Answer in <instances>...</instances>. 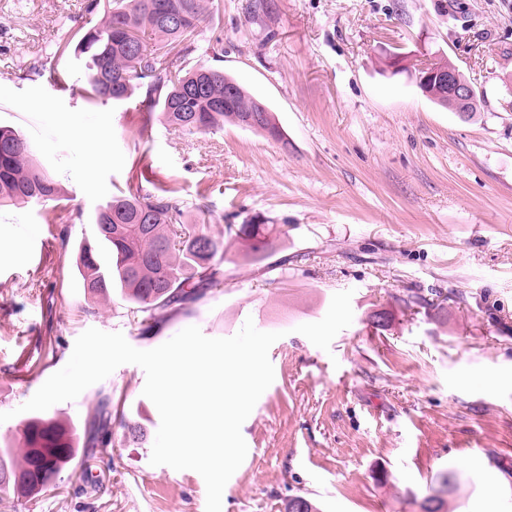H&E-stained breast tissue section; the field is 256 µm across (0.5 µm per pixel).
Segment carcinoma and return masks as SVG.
Here are the masks:
<instances>
[{
	"label": "carcinoma",
	"mask_w": 512,
	"mask_h": 512,
	"mask_svg": "<svg viewBox=\"0 0 512 512\" xmlns=\"http://www.w3.org/2000/svg\"><path fill=\"white\" fill-rule=\"evenodd\" d=\"M221 0H88L86 12L100 19L79 28L72 39L55 43L53 55L81 61L83 78L70 82L66 71H52L55 85L68 84L72 94L95 104L123 105L139 98L160 121L185 134L239 127L262 101L224 70L198 63L194 54L223 51L221 38L210 37L200 48L209 18ZM151 35L150 49L144 36ZM288 144L271 112L254 128ZM34 150L19 132L0 127V206L36 204L45 208L48 224L60 219L56 210L66 206L59 184L33 162ZM96 238L107 247L111 262H102L90 244L79 247L76 272L84 293L94 299L120 288L122 297L150 317L177 313L217 285L224 277V236L215 237L185 223L176 191L138 185L118 190L93 217ZM272 224H241L235 235L266 239ZM90 442L111 439L124 445L146 441L144 427L122 420L121 432L112 431L106 405L96 406L89 421ZM22 446L0 444V494L29 496L45 491L77 454L70 428L53 416L26 419ZM461 481L455 469L442 471V487L420 503L421 512H444L450 493ZM287 512H318L309 498L297 495Z\"/></svg>",
	"instance_id": "carcinoma-1"
}]
</instances>
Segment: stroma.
<instances>
[{
	"label": "stroma",
	"mask_w": 512,
	"mask_h": 512,
	"mask_svg": "<svg viewBox=\"0 0 512 512\" xmlns=\"http://www.w3.org/2000/svg\"><path fill=\"white\" fill-rule=\"evenodd\" d=\"M87 0H0V126L22 134L70 199L57 223L40 206L0 207V439L96 328L149 350L197 326L210 338L245 321L278 333L275 378L242 425L247 456L222 512H420L437 473L461 471L453 512H512V0H224L206 29L220 68L262 99L287 141L225 125L183 135L147 108L91 104L29 74L77 73L53 42L86 20ZM402 70H393L391 57ZM453 63L483 102L466 121L425 97L412 71ZM77 121L108 139L83 175ZM175 189L188 223L208 209L224 238V280L161 321L119 293L88 302L75 275L91 218L118 190ZM278 225L261 255L228 225ZM286 270H278L280 260ZM388 321L377 326L373 312ZM146 376L119 366L51 408L78 453L54 489L0 499V512H206L192 470L150 463L151 444L94 446L107 403L156 434Z\"/></svg>",
	"instance_id": "35a3bbf8"
}]
</instances>
